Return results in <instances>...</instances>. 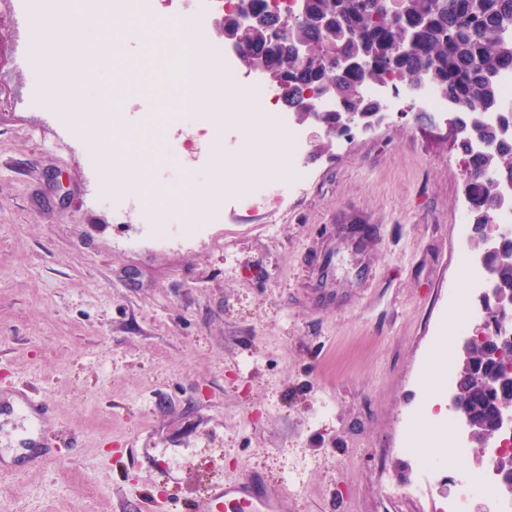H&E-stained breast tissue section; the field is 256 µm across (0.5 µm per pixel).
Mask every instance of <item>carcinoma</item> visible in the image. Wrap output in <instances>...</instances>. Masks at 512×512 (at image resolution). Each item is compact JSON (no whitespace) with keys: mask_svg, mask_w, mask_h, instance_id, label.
I'll return each instance as SVG.
<instances>
[{"mask_svg":"<svg viewBox=\"0 0 512 512\" xmlns=\"http://www.w3.org/2000/svg\"><path fill=\"white\" fill-rule=\"evenodd\" d=\"M310 17L282 16L269 0H240L224 24V37L261 51L268 29H241L237 10L270 17L279 26L277 52L257 61L272 72L270 86L299 122L317 112L321 100L333 98L346 110L360 115L380 108V100L362 94L367 83H417L435 87L450 105L463 111L456 116L463 134L457 148L468 177L463 193L469 205L470 247L478 252L480 231L500 203L506 186H512V106L503 105L499 76L512 72V0H404L398 12L389 0H308ZM328 21L321 29L316 20ZM307 47L309 60L295 54L293 46ZM346 57L369 60L366 69L327 64ZM327 143L346 135L352 126L336 111L323 114ZM501 288L512 289V248L490 261ZM488 343L475 341L459 357L455 392L474 424L485 437L491 435L497 407L512 402V378L503 385L473 389L472 380L497 373L487 355Z\"/></svg>","mask_w":512,"mask_h":512,"instance_id":"cac0c4a2","label":"carcinoma"}]
</instances>
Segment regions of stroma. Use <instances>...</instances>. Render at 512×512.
Wrapping results in <instances>:
<instances>
[{
	"label": "stroma",
	"mask_w": 512,
	"mask_h": 512,
	"mask_svg": "<svg viewBox=\"0 0 512 512\" xmlns=\"http://www.w3.org/2000/svg\"><path fill=\"white\" fill-rule=\"evenodd\" d=\"M168 21L210 37L213 75L234 62L217 0H157ZM54 7L0 0V391L27 385L55 412L53 458L0 474L7 512H210L215 483L259 473L279 512H439L459 482L483 474L442 467L416 492L419 458L405 447L423 418L430 365L459 354L451 321L465 301L471 254L462 156L446 123L406 100L371 132L327 144L304 124L310 180L247 207L224 191L220 216L171 211L183 225L166 246L142 188L215 182L214 151L232 181L250 156L240 127L197 121L147 68L137 30L104 13L83 33L90 55L48 36ZM31 20L15 25L18 16ZM69 95L93 114H66L45 88L47 54ZM112 139L104 156L86 143ZM190 142L182 159L171 144ZM326 150H319V143ZM130 178L139 191L107 190ZM358 213L376 230L369 268L351 279L342 256L340 305L313 310L307 267ZM204 225L201 233L193 225ZM302 464L303 490L290 472Z\"/></svg>",
	"instance_id": "stroma-1"
}]
</instances>
